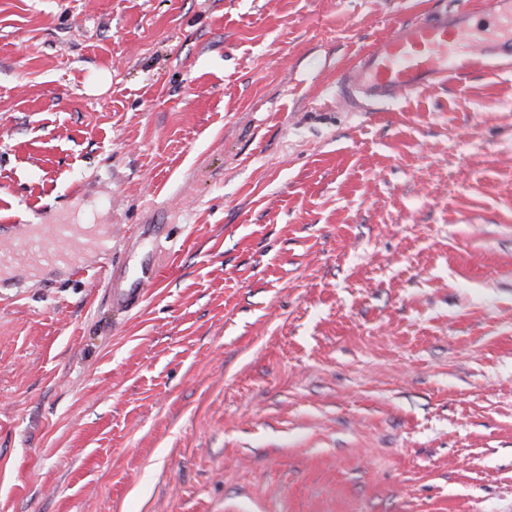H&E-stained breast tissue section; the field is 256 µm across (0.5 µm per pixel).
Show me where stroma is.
<instances>
[{
	"instance_id": "stroma-1",
	"label": "stroma",
	"mask_w": 512,
	"mask_h": 512,
	"mask_svg": "<svg viewBox=\"0 0 512 512\" xmlns=\"http://www.w3.org/2000/svg\"><path fill=\"white\" fill-rule=\"evenodd\" d=\"M455 0H0V512H512V71L342 108ZM14 234L8 244L0 247L1 271L10 268L16 260H24L30 270L36 272L46 266L70 265L82 269L81 254L85 237L93 239L94 245L112 250L109 238L95 234L93 224H50L46 232L32 234L28 225L11 226ZM151 225L141 224L135 234L126 241L124 255L118 261H113L106 270L107 301L112 311L127 313L139 307L144 298L147 285L154 283L160 277V267L157 265L154 254L148 252V257L136 262L132 257V247L139 243L141 249L150 245L157 249L158 237L150 239Z\"/></svg>"
}]
</instances>
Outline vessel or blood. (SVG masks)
Returning <instances> with one entry per match:
<instances>
[{"label":"vessel or blood","instance_id":"vessel-or-blood-1","mask_svg":"<svg viewBox=\"0 0 512 512\" xmlns=\"http://www.w3.org/2000/svg\"><path fill=\"white\" fill-rule=\"evenodd\" d=\"M491 17L495 30L512 33V0L506 7L484 11L458 0L456 11H438L401 25L390 36L376 42L363 55L352 73L342 79L341 104L356 105L358 97L393 100L415 90L447 81H467L490 67L488 55L477 33L483 17ZM106 248L107 236L95 233L90 224H51L46 232L30 233L18 225L8 244L0 247V268L25 261L32 271L52 265L79 267L85 238ZM156 259H133L124 253L106 270L107 301L113 311L127 313L139 307L147 285L160 277Z\"/></svg>","mask_w":512,"mask_h":512}]
</instances>
